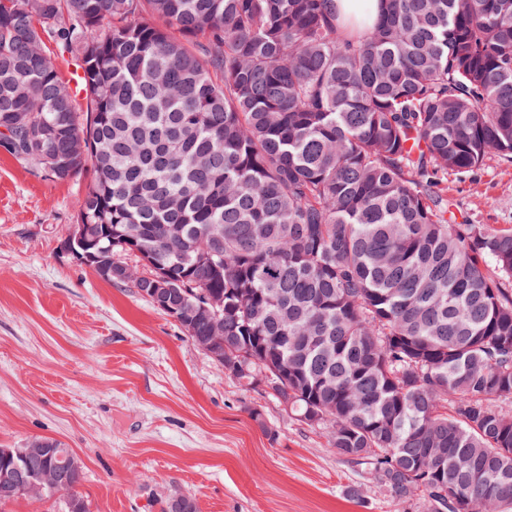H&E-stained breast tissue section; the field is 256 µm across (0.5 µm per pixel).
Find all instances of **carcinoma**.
<instances>
[{
    "label": "carcinoma",
    "mask_w": 512,
    "mask_h": 512,
    "mask_svg": "<svg viewBox=\"0 0 512 512\" xmlns=\"http://www.w3.org/2000/svg\"><path fill=\"white\" fill-rule=\"evenodd\" d=\"M380 5L353 30L335 0H0L5 152L88 175L76 223L106 258L170 272L186 332L214 302L224 373L393 499L512 512V232L455 222L442 188L512 161V0ZM41 442L34 500L82 479Z\"/></svg>",
    "instance_id": "carcinoma-1"
}]
</instances>
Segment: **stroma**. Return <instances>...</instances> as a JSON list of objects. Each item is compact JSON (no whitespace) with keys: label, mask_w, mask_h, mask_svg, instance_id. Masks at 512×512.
I'll list each match as a JSON object with an SVG mask.
<instances>
[{"label":"stroma","mask_w":512,"mask_h":512,"mask_svg":"<svg viewBox=\"0 0 512 512\" xmlns=\"http://www.w3.org/2000/svg\"><path fill=\"white\" fill-rule=\"evenodd\" d=\"M85 179L33 175L0 151V448L52 438L83 464L89 512H423L394 501L326 431L225 374L171 317L57 249ZM460 222L512 231V163L449 176ZM260 411L255 422L252 411Z\"/></svg>","instance_id":"obj_1"}]
</instances>
